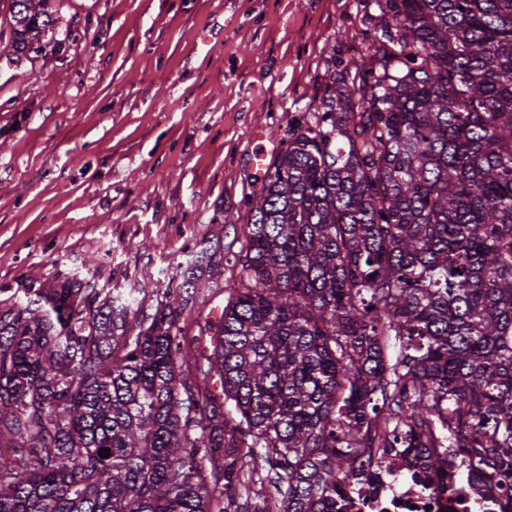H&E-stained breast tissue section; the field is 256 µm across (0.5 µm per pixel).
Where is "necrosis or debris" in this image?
Returning a JSON list of instances; mask_svg holds the SVG:
<instances>
[{
	"label": "necrosis or debris",
	"instance_id": "4bbe7bcc",
	"mask_svg": "<svg viewBox=\"0 0 512 512\" xmlns=\"http://www.w3.org/2000/svg\"><path fill=\"white\" fill-rule=\"evenodd\" d=\"M348 498V512H512V479L497 484L468 468L437 476L397 464L373 483H352Z\"/></svg>",
	"mask_w": 512,
	"mask_h": 512
}]
</instances>
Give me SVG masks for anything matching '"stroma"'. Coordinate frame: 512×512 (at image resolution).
Here are the masks:
<instances>
[{"label": "stroma", "mask_w": 512, "mask_h": 512, "mask_svg": "<svg viewBox=\"0 0 512 512\" xmlns=\"http://www.w3.org/2000/svg\"><path fill=\"white\" fill-rule=\"evenodd\" d=\"M39 52L15 64L0 0V306L65 276L101 293L204 269L178 320L208 337L240 269L248 200L334 60L366 54L375 0H52Z\"/></svg>", "instance_id": "35a3bbf8"}]
</instances>
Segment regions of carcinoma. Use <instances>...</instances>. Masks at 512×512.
Wrapping results in <instances>:
<instances>
[{"label":"carcinoma","mask_w":512,"mask_h":512,"mask_svg":"<svg viewBox=\"0 0 512 512\" xmlns=\"http://www.w3.org/2000/svg\"><path fill=\"white\" fill-rule=\"evenodd\" d=\"M50 2L10 0L16 61ZM380 17L248 201L204 378L177 297L205 248L131 336L90 281L0 308V512H346L368 459L512 471V0Z\"/></svg>","instance_id":"cac0c4a2"}]
</instances>
